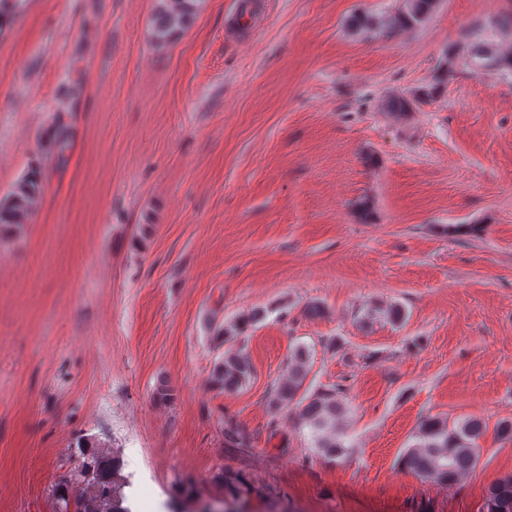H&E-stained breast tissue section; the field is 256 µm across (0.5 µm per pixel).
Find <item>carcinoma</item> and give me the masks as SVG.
Instances as JSON below:
<instances>
[{
    "label": "carcinoma",
    "mask_w": 512,
    "mask_h": 512,
    "mask_svg": "<svg viewBox=\"0 0 512 512\" xmlns=\"http://www.w3.org/2000/svg\"><path fill=\"white\" fill-rule=\"evenodd\" d=\"M160 0L153 18L157 40L165 41L174 33L186 29L194 16L196 0ZM437 0H403L402 6L392 15H361L352 19L351 27L359 32L374 28L409 27L424 24L432 13ZM22 0H0V31L10 22L13 13L20 10ZM472 62L483 64L489 71L512 74V53L502 52L496 43L477 33L466 37L460 49L448 53V70L456 64ZM435 88H422L412 93H395L388 96L385 107L390 112L404 114L421 100L432 96ZM41 191L38 172L33 171L20 180L0 199V224H25L30 218L31 202ZM263 319V311L254 309L241 315L229 325L216 328V337L225 344L224 353L215 363L211 384L226 392L239 391L255 377V368L242 340L248 327ZM312 352L306 345L295 346L288 358L284 377L273 381L267 392L268 406L276 415L286 407L297 410L300 428L308 429L318 455L337 462L348 453L340 419L347 412L344 402L348 386L342 382L329 387L309 390L305 382L312 368ZM486 430L477 418L448 422L439 415L422 418L417 426L415 444L399 458L405 469L436 484L452 487L468 477L478 466L481 457L479 440ZM224 438L231 444L247 447L249 434L229 421L224 424ZM93 447L74 476L61 478L56 491L66 498L70 484L83 485L81 494L74 501L75 512H132L125 505L123 493L125 479L117 454L97 450L98 444L87 441L82 447ZM212 481L224 486V508L200 507L195 512H241L243 499L251 492L248 481L239 474L221 470ZM482 512H512V476L506 477L485 491Z\"/></svg>",
    "instance_id": "cac0c4a2"
}]
</instances>
